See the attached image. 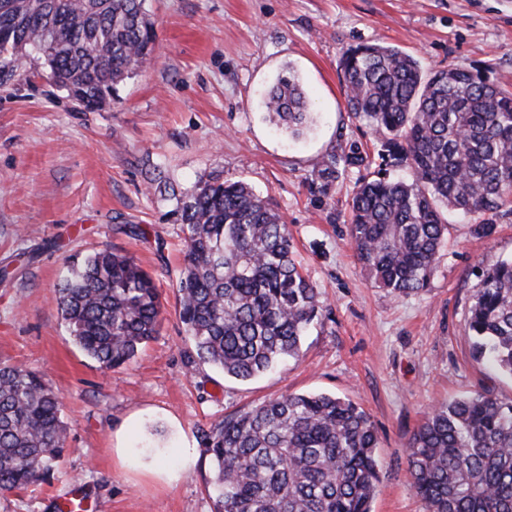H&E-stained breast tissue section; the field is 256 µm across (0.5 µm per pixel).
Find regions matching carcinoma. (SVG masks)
<instances>
[{"label": "carcinoma", "instance_id": "carcinoma-1", "mask_svg": "<svg viewBox=\"0 0 512 512\" xmlns=\"http://www.w3.org/2000/svg\"><path fill=\"white\" fill-rule=\"evenodd\" d=\"M145 0H0V83L38 58L46 78L95 112L150 62ZM347 104L378 135L377 155L352 141L322 155L320 194L363 169L350 236L374 283L393 296L424 290L447 244L448 212L489 238L512 214V93L461 67L425 70L381 44L340 59ZM264 106L294 138L314 117L292 68ZM407 166L412 178L387 170ZM186 246L179 319L195 357L239 381L300 357L322 313L320 292L292 248L287 222L240 180H200L173 194ZM57 306L73 342L102 369L131 362L159 333L154 278L108 247L70 268ZM473 357L512 377V258L478 276L470 307ZM65 403L38 373L0 365V495L45 479L66 436ZM214 512H371L377 431L348 398L288 394L202 430ZM410 485L426 512H512V400L477 391L436 405L406 448Z\"/></svg>", "mask_w": 512, "mask_h": 512}]
</instances>
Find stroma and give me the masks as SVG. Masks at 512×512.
<instances>
[{"mask_svg": "<svg viewBox=\"0 0 512 512\" xmlns=\"http://www.w3.org/2000/svg\"><path fill=\"white\" fill-rule=\"evenodd\" d=\"M153 58L104 109L83 111L24 72L0 84V363L42 375L65 401L64 450L50 481L6 496L0 512H57L72 482L93 512H212L200 431L289 393L348 397L379 435L372 512H426L404 448L434 405L512 378L472 357L468 310L479 271L512 258V217L492 237L448 217L426 290L375 287L349 237L351 169L313 193L316 160L352 141L375 149L348 107L339 61L360 43L397 47L424 69L483 68L512 91V0H146ZM317 122L298 141L262 107L284 65ZM218 176L249 183L286 219L296 258L321 292L323 321L299 359L241 382L191 358L176 312L184 240L173 192ZM156 280L157 336L129 364L102 369L76 347L56 290L102 245Z\"/></svg>", "mask_w": 512, "mask_h": 512, "instance_id": "obj_1", "label": "stroma"}]
</instances>
